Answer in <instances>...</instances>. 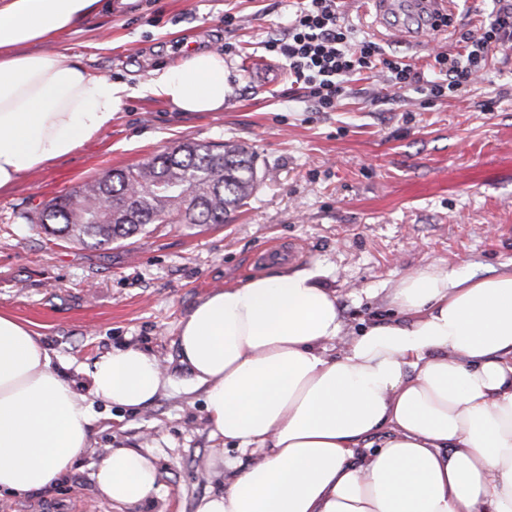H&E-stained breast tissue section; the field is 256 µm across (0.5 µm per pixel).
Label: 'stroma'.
<instances>
[{
	"mask_svg": "<svg viewBox=\"0 0 512 512\" xmlns=\"http://www.w3.org/2000/svg\"><path fill=\"white\" fill-rule=\"evenodd\" d=\"M299 2L127 0L44 44L133 94L97 140L0 192V312L31 324L80 394L95 360L117 347L155 356L172 382L136 410L94 401L88 446L65 477L0 497V512H120L92 478L112 448L150 454L157 467V494L133 512H194L230 476L214 456L251 464V453L212 435L204 391L179 362L178 324L211 292L263 273L267 255L298 248L289 267L320 270L350 330L385 319L390 288L417 269L481 276L512 262V41L494 48L463 96H392L379 74L317 112L264 48ZM492 10V0H458L454 21L423 44L387 35L365 0L339 2L357 38L422 69L479 34ZM189 50L223 54L222 111L177 112L138 94ZM183 140L253 151L259 185L227 223L154 224L106 248L52 240L37 224L53 198Z\"/></svg>",
	"mask_w": 512,
	"mask_h": 512,
	"instance_id": "1",
	"label": "stroma"
}]
</instances>
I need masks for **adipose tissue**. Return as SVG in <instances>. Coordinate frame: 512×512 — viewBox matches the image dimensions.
I'll list each match as a JSON object with an SVG mask.
<instances>
[{
	"mask_svg": "<svg viewBox=\"0 0 512 512\" xmlns=\"http://www.w3.org/2000/svg\"><path fill=\"white\" fill-rule=\"evenodd\" d=\"M103 0H0V191L111 127L126 86L39 46ZM224 59L195 52L140 91L179 112L224 105ZM397 317L343 336L335 291L284 264L216 290L179 322L212 433L254 462L195 512H512V263L477 277L431 266L388 296ZM90 395L137 409L160 392L156 358L102 355ZM38 334L0 312V495L56 484L87 445L92 410ZM387 438L363 454L377 432ZM113 504L157 491L147 456L110 450L94 474Z\"/></svg>",
	"mask_w": 512,
	"mask_h": 512,
	"instance_id": "ef3b65f1",
	"label": "adipose tissue"
}]
</instances>
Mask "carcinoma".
Masks as SVG:
<instances>
[{"label": "carcinoma", "mask_w": 512, "mask_h": 512, "mask_svg": "<svg viewBox=\"0 0 512 512\" xmlns=\"http://www.w3.org/2000/svg\"><path fill=\"white\" fill-rule=\"evenodd\" d=\"M159 178L169 184L163 192L156 190ZM256 186L248 147L227 142L216 150L185 140L52 199L38 223L57 240L105 247L151 224H224Z\"/></svg>", "instance_id": "cac0c4a2"}]
</instances>
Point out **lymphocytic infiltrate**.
Instances as JSON below:
<instances>
[{
    "label": "lymphocytic infiltrate",
    "instance_id": "lymphocytic-infiltrate-1",
    "mask_svg": "<svg viewBox=\"0 0 512 512\" xmlns=\"http://www.w3.org/2000/svg\"><path fill=\"white\" fill-rule=\"evenodd\" d=\"M498 3L481 33L469 37L464 52L436 53L427 73L401 57L384 56L374 41L355 40L336 0H303L286 32L268 39L265 48L287 61L304 98L319 112L332 111L357 75L377 69L385 72L394 91L411 89L430 101L457 97L467 92L491 50L512 40V0Z\"/></svg>",
    "mask_w": 512,
    "mask_h": 512
}]
</instances>
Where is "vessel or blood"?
I'll use <instances>...</instances> for the list:
<instances>
[{"mask_svg": "<svg viewBox=\"0 0 512 512\" xmlns=\"http://www.w3.org/2000/svg\"><path fill=\"white\" fill-rule=\"evenodd\" d=\"M378 24L391 33L406 30L414 36L436 29L452 16L453 0H369Z\"/></svg>", "mask_w": 512, "mask_h": 512, "instance_id": "obj_1", "label": "vessel or blood"}]
</instances>
